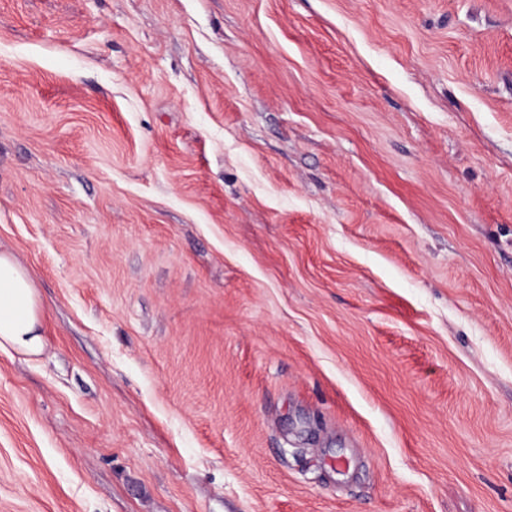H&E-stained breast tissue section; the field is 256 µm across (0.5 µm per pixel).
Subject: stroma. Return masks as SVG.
Returning <instances> with one entry per match:
<instances>
[{"label":"stroma","mask_w":512,"mask_h":512,"mask_svg":"<svg viewBox=\"0 0 512 512\" xmlns=\"http://www.w3.org/2000/svg\"><path fill=\"white\" fill-rule=\"evenodd\" d=\"M0 512H512V0H0ZM34 286L28 272L0 253V346L5 342L23 352L42 345Z\"/></svg>","instance_id":"stroma-1"}]
</instances>
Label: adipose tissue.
Listing matches in <instances>:
<instances>
[{
  "mask_svg": "<svg viewBox=\"0 0 512 512\" xmlns=\"http://www.w3.org/2000/svg\"><path fill=\"white\" fill-rule=\"evenodd\" d=\"M38 326L37 301L28 272L0 253V344L38 352L42 345Z\"/></svg>",
  "mask_w": 512,
  "mask_h": 512,
  "instance_id": "adipose-tissue-1",
  "label": "adipose tissue"
}]
</instances>
